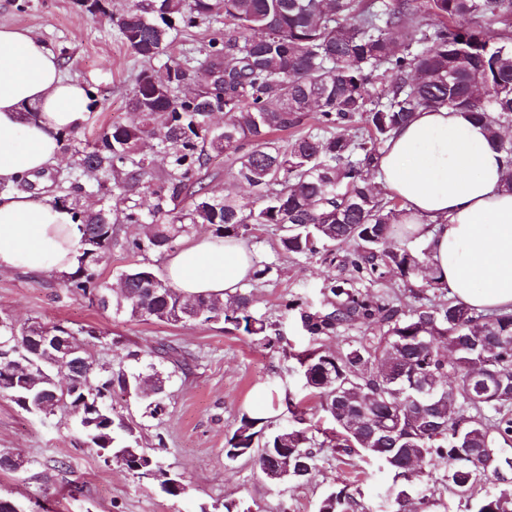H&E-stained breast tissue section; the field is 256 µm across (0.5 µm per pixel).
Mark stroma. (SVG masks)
Returning <instances> with one entry per match:
<instances>
[{
	"instance_id": "obj_1",
	"label": "stroma",
	"mask_w": 512,
	"mask_h": 512,
	"mask_svg": "<svg viewBox=\"0 0 512 512\" xmlns=\"http://www.w3.org/2000/svg\"><path fill=\"white\" fill-rule=\"evenodd\" d=\"M0 27L23 28L41 38L56 54L63 73L90 87L94 107L88 121L70 135L57 164L34 180L39 193L52 199L69 194L62 179L74 146L93 140L115 121L131 122L125 102L141 69L119 39L111 22L92 18L78 0H0ZM257 260L271 265L266 281L254 288L256 309L276 333L269 346L223 322L173 323L138 321L98 303L74 297L61 288L55 272H0V315L16 322L64 321L92 325L110 334V343L95 349L98 360L129 372L157 369L168 377L163 414L153 417L140 402L115 394L116 411L137 425L142 444L165 470L183 476L185 495L171 499L157 482L141 480L121 468H108L84 442L76 415L36 416L0 396V452L31 461L34 471L48 472V482L0 471V495L14 498L34 512H200L235 502L243 512H317L332 489L348 488L366 512H386L384 476L374 461L323 448L308 481L279 486L269 483L253 461L227 460L224 442L240 418L252 414L257 397H266L265 431L288 423L286 398L305 399L298 353L309 346L290 303L320 305L325 267L314 257L280 255L274 228L262 227L247 238ZM176 348L188 371L156 357L157 344ZM138 358H129V351ZM62 469H55V462Z\"/></svg>"
}]
</instances>
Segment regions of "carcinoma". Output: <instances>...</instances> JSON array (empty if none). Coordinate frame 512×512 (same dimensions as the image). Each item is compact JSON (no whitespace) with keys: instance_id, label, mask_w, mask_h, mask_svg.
I'll list each match as a JSON object with an SVG mask.
<instances>
[{"instance_id":"obj_1","label":"carcinoma","mask_w":512,"mask_h":512,"mask_svg":"<svg viewBox=\"0 0 512 512\" xmlns=\"http://www.w3.org/2000/svg\"><path fill=\"white\" fill-rule=\"evenodd\" d=\"M95 5L90 15L109 18L147 66L127 98L138 120L114 123L74 149L77 160L65 176L73 200L61 202H70L84 236L79 264L62 276L63 288L104 309L109 288L96 269L114 246L134 255L166 253L199 225L224 239L276 226L281 253L320 254L327 264L325 308L289 305L303 330L318 337L343 326L365 327L341 352L316 348L298 357L304 387L330 423L322 434L331 447L378 463L390 479L386 497L393 512H429L422 480L408 468L417 457L443 470L451 490L473 496L487 478L485 468L470 460L472 450L512 447V386L488 392L470 372L483 364L512 380V313L477 312L446 297L448 288L432 272L412 304L364 290L392 274L408 279L431 269L424 246L392 245L401 210L374 191L370 175L393 132L427 107L466 113L512 156V140L500 137L501 126L512 123V0H135L119 15L109 12L108 0ZM491 22L502 29H490ZM202 24L211 34L199 52L168 55L179 33ZM397 31L406 32L404 39L394 36ZM161 56L167 61L152 66ZM194 76L197 92L182 93ZM378 76L389 83L374 95L369 85ZM215 112L224 113L221 128L210 123ZM310 119L314 128L287 144L272 138ZM152 153L166 161L155 182L145 180ZM214 154L235 155L232 177L254 192L251 206L202 185L199 174ZM138 184L151 199L146 207L135 202L87 211L75 200L91 193L109 199ZM124 224L144 226L145 238H120ZM346 243L353 250L342 256ZM338 267L352 268L353 275L336 277ZM120 278L125 287L110 303L133 319L222 321L258 344L270 343L247 291L225 300L188 298L147 264ZM32 327L44 324L0 330V394L36 415L70 411L88 396L100 407L88 431L100 447L112 449L122 470L141 477L147 450L112 406L117 389L147 397L141 375L100 363L90 346L102 332L73 327L70 335L83 343L92 373L74 378L67 394L59 390L45 405L40 391L54 386L55 369H46L28 390L4 374L3 354L19 347ZM450 375L454 387L438 386L436 402L454 410L441 418L424 404L419 388ZM308 411L295 404V425L261 444L256 426L262 419L243 415L224 445L225 457L252 458L264 472L269 454L286 448L288 474L276 483L309 479L324 443L315 442ZM357 506L342 489L329 492L317 512ZM470 512H512V485L487 490Z\"/></svg>"}]
</instances>
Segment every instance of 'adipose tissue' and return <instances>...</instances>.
Listing matches in <instances>:
<instances>
[{
  "label": "adipose tissue",
  "mask_w": 512,
  "mask_h": 512,
  "mask_svg": "<svg viewBox=\"0 0 512 512\" xmlns=\"http://www.w3.org/2000/svg\"><path fill=\"white\" fill-rule=\"evenodd\" d=\"M93 101L41 39L0 28V271L66 275L77 267L82 226L73 210L8 186L56 163L64 135L87 122ZM511 167L483 125L426 108L393 133L375 173L401 201L402 223L428 248L449 294L478 311L512 312V191L503 184ZM255 262L245 240L209 236L175 253L165 277L185 296L224 298L251 278Z\"/></svg>",
  "instance_id": "obj_1"
}]
</instances>
